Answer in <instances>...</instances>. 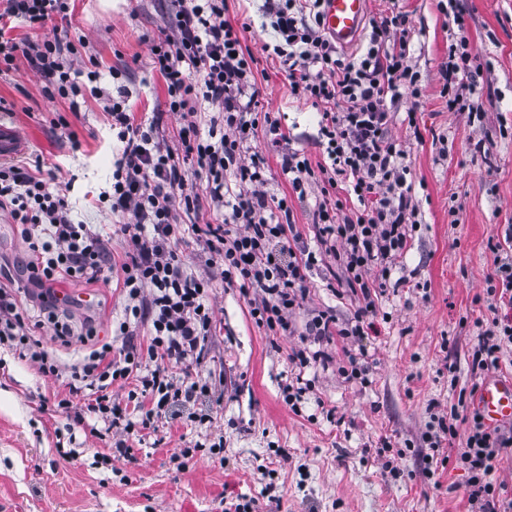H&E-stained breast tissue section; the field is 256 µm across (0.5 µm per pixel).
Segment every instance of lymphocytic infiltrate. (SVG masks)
<instances>
[{
    "label": "lymphocytic infiltrate",
    "mask_w": 512,
    "mask_h": 512,
    "mask_svg": "<svg viewBox=\"0 0 512 512\" xmlns=\"http://www.w3.org/2000/svg\"><path fill=\"white\" fill-rule=\"evenodd\" d=\"M170 2L171 24L152 42L151 66L166 85V112L182 119L177 144L167 145L162 136L165 112L138 123L128 110L125 85L102 93L121 154L100 201L122 234L121 264H114L100 230L74 222L71 185L45 169L43 158L30 166L0 163V209L8 208L28 244L39 315L55 336L65 341L74 334L51 299L56 284H93L114 274L125 299L111 341L65 365L39 348L16 289L0 286V348L36 363L42 376L66 378L68 395L58 399L59 410L69 412L74 398L82 397L77 422L90 416L122 434L156 429L172 418L174 407L215 394L209 378L188 370L207 355L214 313L211 280L193 273L180 250L187 236L204 243L226 286L248 297L257 326L275 336L298 335L290 358L299 368L329 367L333 358L325 342L335 335L348 339L337 373L354 382L368 369L360 341L377 314L374 296L387 288L417 226L408 151L390 131L392 104L408 101L412 126L422 97L409 60L406 12L394 7L372 20L364 49L349 59L320 26V0H265L274 40L262 50L277 60L293 98L320 114L321 163L311 164L296 150L281 155L293 195L305 198L315 185L321 194L315 245L296 250L292 243L300 234L289 196L266 191L267 159L251 147L257 128H265L275 148L291 132L280 113L259 110L255 56L243 29L225 20L224 0ZM74 9L73 0H0V74L24 58L44 79L47 96L67 101L75 112L81 89L72 73L86 41L68 28L46 26L52 17L70 18ZM14 22L24 23L25 36H9ZM454 23L461 34L441 68V93L449 109L471 111L474 58L462 34L463 16L455 15ZM205 201L215 220L202 224L198 212ZM321 263L338 267L347 287L361 296L344 327H337L329 308L300 326L292 320L308 293V270ZM507 342L512 344V320L493 319L471 351L473 373L498 368ZM116 385L127 387L124 399L113 398ZM511 447L512 431L487 430L473 417L457 460L468 472L475 512H498L507 487L489 475L501 451Z\"/></svg>",
    "instance_id": "f902f5d3"
}]
</instances>
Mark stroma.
<instances>
[{"label":"stroma","instance_id":"35a3bbf8","mask_svg":"<svg viewBox=\"0 0 512 512\" xmlns=\"http://www.w3.org/2000/svg\"><path fill=\"white\" fill-rule=\"evenodd\" d=\"M410 14V62L423 96L418 127L402 122L391 134L409 152L412 196L421 226L403 258L408 287L387 290L377 301L376 331L364 340L370 354L366 383H349L335 370L317 371L313 396L294 414L281 387L297 369L288 358L294 336H268L256 326L249 304L220 282L209 255L188 239L181 251L200 276L215 279L216 329L208 342L203 374L223 389L220 404H200L210 422L183 418L145 436H128L130 457L112 455V437L85 435L73 415L54 403L63 380L43 377L36 364L0 353V512H224L226 502L256 499L259 512H467L468 474L461 465L423 472L434 455L427 436L436 416L451 408L472 412L468 394L477 377L468 367L484 322L493 313L482 297L495 268L490 240L512 227V0H459L465 35L479 67L475 97L481 113L449 111L440 94L442 65L456 30L440 0H401ZM262 0H226L224 18L246 26V43L258 59L255 76L264 108L284 113L294 137L289 147L321 161L319 114L296 102L277 63L262 44ZM162 0H77L72 25L88 45L76 64L78 82L89 70L101 85L113 70L131 77L129 105L136 117L165 112L163 78L151 68L153 38L166 30ZM44 80L17 59L0 78V125L19 132L47 167H59L72 183L75 220L103 226L112 216L98 197L112 182L111 118L104 102L85 95L79 111L50 100ZM65 116L67 127L56 126ZM30 255L18 227L0 209V283L27 291ZM331 275L308 273L309 293L293 316L303 324L315 310L332 306L338 324L350 320L358 299L334 297ZM72 324L93 325L97 342L110 340L112 318L123 307L115 283L64 284ZM91 294L93 306L81 299ZM224 442V461L207 450ZM203 444L188 470L180 449ZM71 448L64 457L60 448ZM272 465V475L261 474Z\"/></svg>","mask_w":512,"mask_h":512}]
</instances>
